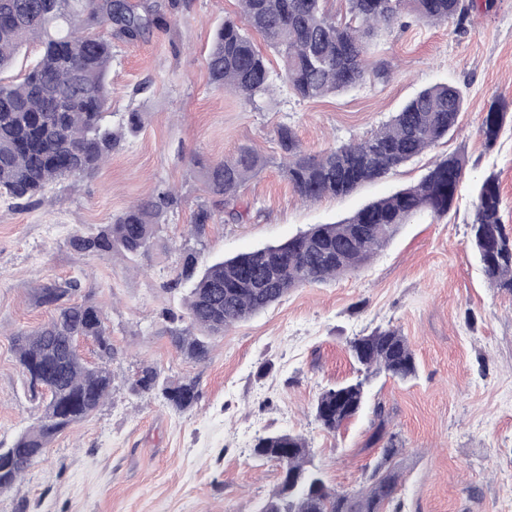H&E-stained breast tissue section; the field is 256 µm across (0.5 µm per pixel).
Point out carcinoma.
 <instances>
[{"label": "carcinoma", "mask_w": 512, "mask_h": 512, "mask_svg": "<svg viewBox=\"0 0 512 512\" xmlns=\"http://www.w3.org/2000/svg\"><path fill=\"white\" fill-rule=\"evenodd\" d=\"M325 0H238L239 16L226 17L215 31L206 58L210 84L251 104L273 91L274 79L254 36L282 61L280 81L302 100L351 90L388 76L369 63L374 33L402 24L404 16L436 25L462 20L471 0H347L351 22L337 23ZM187 8L184 0H0V72L30 43L39 57L18 82L0 92V194L32 202L51 185L94 176L122 141L143 128V113L128 112L122 122L107 120L112 40L134 42L153 29L170 27ZM462 92L440 84L418 92L370 136L309 155L294 129L276 131L277 167L308 202L347 196L412 161L448 137L458 126ZM507 120V105L494 102L483 113L479 131L488 149L496 146ZM269 163L253 149L219 161L193 159V166L224 217L235 222L240 190ZM466 167L452 154L437 161L415 185L372 201L334 224H315L288 241L231 258L201 263L183 251L172 287L185 290L189 325L171 336L185 357L201 362L210 355L211 336H222L279 302L294 288L325 284L367 264L413 216L439 219L454 206ZM180 198L162 188L112 217L95 233L76 230L69 239L80 256L146 253ZM497 178L480 183L474 200L470 244L489 284L512 294V234L501 218ZM76 281L47 284L35 300L52 311L47 322L15 333L16 362L33 394L41 396L37 426L11 448H0V490H8L37 463L53 439L92 415L112 389V340L105 314L89 301L75 303ZM92 340L99 362L88 363L71 349L74 337ZM357 365L355 380L321 391L315 418L328 432L366 405L367 386L381 374L407 381L416 376L414 352L394 326L378 327L349 342ZM136 393L159 392L171 407L186 411L199 401L192 379L162 381L155 366L142 363L129 381ZM374 441L383 442L381 459L359 494L330 488L313 465L307 440L274 432L257 438L256 457L282 465V479L258 512H386L397 492L394 459L402 447L387 431L388 415L373 407Z\"/></svg>", "instance_id": "cac0c4a2"}]
</instances>
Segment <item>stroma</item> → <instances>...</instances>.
Returning a JSON list of instances; mask_svg holds the SVG:
<instances>
[{
    "mask_svg": "<svg viewBox=\"0 0 512 512\" xmlns=\"http://www.w3.org/2000/svg\"><path fill=\"white\" fill-rule=\"evenodd\" d=\"M189 4L169 30L113 45L108 110L116 121L142 112L141 132L94 177L50 187L28 206L0 195V447L40 416L12 344L15 332L49 317L34 302L35 288L78 282L75 301L103 309L114 351L109 397L59 435L17 488L0 491V512H256L282 475L278 462L253 455L257 437L269 432L304 436L329 486L357 492L381 457L369 444L373 413L329 433L314 404L321 390L357 377L349 341L387 326L408 337L418 365L407 383L375 378L369 395L384 405L388 430L402 444L401 512H512V294L490 286L470 248L474 188L487 174L498 177L512 230V120L493 149L479 134L492 101L512 103V0L490 8L476 0L460 23L411 20L380 34L370 60L388 69L386 80L309 101L280 86L253 105L215 90L206 68L213 31L236 15L237 0ZM439 83L459 88L465 103L455 132L435 148L348 196L315 203L303 202L268 165L242 190L239 222L191 233L207 199L192 156L216 161L245 146L275 156L284 123L306 153L317 154L369 136ZM453 153L467 165L446 216H414L359 270L293 289L211 337L209 360L175 349L171 334L186 322L181 294L169 284L182 248L208 261L284 242L418 183ZM160 187L178 192L180 204L146 255L76 257L75 228L97 232ZM143 362L162 377L196 380L198 404L180 412L160 395L131 393L127 381Z\"/></svg>",
    "mask_w": 512,
    "mask_h": 512,
    "instance_id": "1",
    "label": "stroma"
}]
</instances>
